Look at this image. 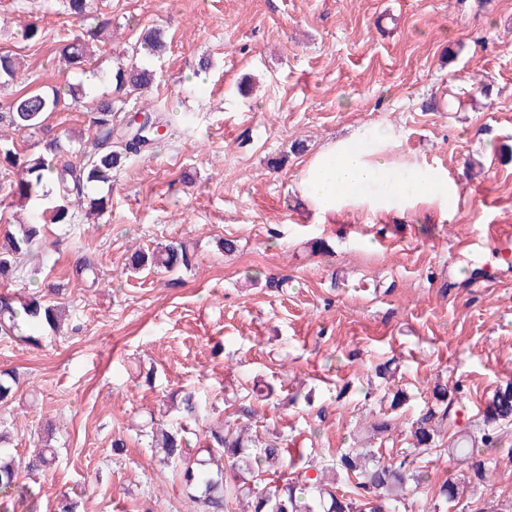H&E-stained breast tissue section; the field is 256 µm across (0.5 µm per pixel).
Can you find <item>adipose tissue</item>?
Segmentation results:
<instances>
[{
    "instance_id": "1",
    "label": "adipose tissue",
    "mask_w": 512,
    "mask_h": 512,
    "mask_svg": "<svg viewBox=\"0 0 512 512\" xmlns=\"http://www.w3.org/2000/svg\"><path fill=\"white\" fill-rule=\"evenodd\" d=\"M298 189L316 214L330 219L352 212L404 214L422 204L448 214L458 198L454 183L403 156L394 131L382 125L327 141L304 163Z\"/></svg>"
}]
</instances>
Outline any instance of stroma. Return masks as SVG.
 Wrapping results in <instances>:
<instances>
[{
    "label": "stroma",
    "instance_id": "35a3bbf8",
    "mask_svg": "<svg viewBox=\"0 0 512 512\" xmlns=\"http://www.w3.org/2000/svg\"><path fill=\"white\" fill-rule=\"evenodd\" d=\"M100 10L112 20L91 64L102 76L142 30H165L148 100L166 134L114 172L103 217L44 229L43 279L64 285L70 332L37 348L0 338V369L20 381L0 405L11 453L28 456L45 419L57 425L41 512L65 495L81 512H199L139 429L183 387L206 398L208 422H247L310 449L319 466L384 412L393 428L374 447L411 451L410 424L439 381L459 386L479 425L495 388L512 382V272L460 243L488 225L512 234V0H100ZM26 22L44 42L17 37ZM70 26L62 0H0V52L18 54L27 74L17 92L78 81L56 51ZM452 91L468 106L440 108ZM372 124L456 184L452 215H315L297 188L307 155ZM171 241L193 249L190 268L125 274L136 247ZM85 257L95 276L77 272ZM261 382L277 396L250 401ZM390 387L408 397L394 412ZM492 458L483 486L447 512L512 500V454ZM417 460L424 480L407 512H430L459 469L440 447Z\"/></svg>",
    "mask_w": 512,
    "mask_h": 512
}]
</instances>
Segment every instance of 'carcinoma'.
Here are the masks:
<instances>
[{
	"mask_svg": "<svg viewBox=\"0 0 512 512\" xmlns=\"http://www.w3.org/2000/svg\"><path fill=\"white\" fill-rule=\"evenodd\" d=\"M67 14L80 23L95 21L90 27L69 29L59 38V57L74 69L84 65L93 53V43L112 26L101 16L99 0H66ZM167 52L164 32L151 28L140 34L132 48L135 60L112 74V90L100 97L83 82L0 99V170L16 171L18 178L0 183L4 196L22 206L35 207L27 222L6 224L0 229V337L17 338L38 347L45 333L61 335L66 331L61 307L47 301L60 292L55 286L46 290L23 286L24 292L11 290L21 278L23 260L35 254L43 237L44 223L71 224L73 206H86L87 214L100 215L107 210L109 198L96 194L98 187L111 184L112 175L131 157L151 152L159 139L143 125L124 124L130 97L151 87L155 71L144 65ZM23 75L18 57L0 52V87L15 84ZM76 104H88L89 127L95 137L81 158L63 160L58 141L45 127L46 114L57 109L62 96ZM40 134L35 150L20 153L14 142L16 133ZM132 272L171 273L192 265L193 253L181 241H171L153 249H137L127 258ZM19 379L10 370H0V403L13 399ZM435 406L417 418L410 430L414 449L426 451L448 439V455L466 471L463 481H445L438 491L433 512H441L458 500L469 485L487 480L491 464L484 449L501 448L504 432L512 425V382L498 387L488 400L482 426L470 431V425L458 426L462 408L458 399L448 395V387L433 390ZM177 412L176 422L157 424L146 432L148 445L161 455V461L199 504L201 512H224L230 503L243 512H402L410 486L421 483L416 459L406 453L384 464L377 459L371 443L352 448L317 468L306 461L307 454L287 459L279 438L251 436L243 427L221 425L206 431L205 445L195 454L189 447L188 425L199 424L206 410L192 389L170 395ZM11 424L0 419V496L22 507V512H41L40 495L35 484L20 482L21 472L31 479L52 465L55 451L51 441L55 427L50 421L40 427V446L33 454L18 458L8 452ZM273 472L267 480L263 474ZM356 478L349 491L343 480Z\"/></svg>",
	"mask_w": 512,
	"mask_h": 512,
	"instance_id": "carcinoma-1",
	"label": "carcinoma"
}]
</instances>
